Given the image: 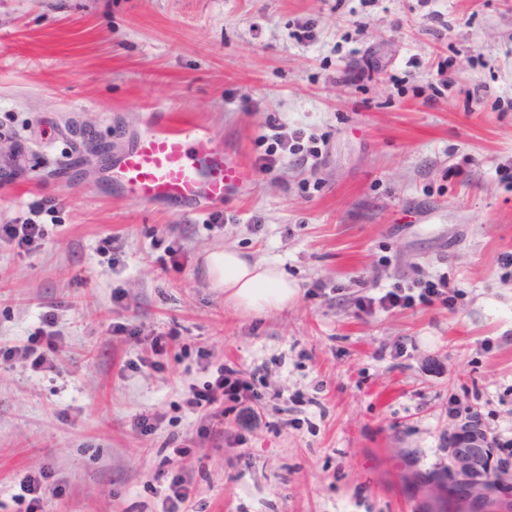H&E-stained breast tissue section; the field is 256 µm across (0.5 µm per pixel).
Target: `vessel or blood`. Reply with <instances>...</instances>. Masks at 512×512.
I'll return each instance as SVG.
<instances>
[{"instance_id": "vessel-or-blood-1", "label": "vessel or blood", "mask_w": 512, "mask_h": 512, "mask_svg": "<svg viewBox=\"0 0 512 512\" xmlns=\"http://www.w3.org/2000/svg\"><path fill=\"white\" fill-rule=\"evenodd\" d=\"M252 167L199 124L165 123L138 136L107 174L135 203L222 204L246 186Z\"/></svg>"}]
</instances>
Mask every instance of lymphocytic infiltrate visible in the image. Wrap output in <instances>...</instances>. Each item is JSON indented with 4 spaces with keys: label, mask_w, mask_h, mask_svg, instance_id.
<instances>
[{
    "label": "lymphocytic infiltrate",
    "mask_w": 512,
    "mask_h": 512,
    "mask_svg": "<svg viewBox=\"0 0 512 512\" xmlns=\"http://www.w3.org/2000/svg\"><path fill=\"white\" fill-rule=\"evenodd\" d=\"M459 295L443 274L427 273L420 277L401 280L392 287L373 295L355 299L354 308L358 317H369L376 312H388L397 308L416 305L430 306L436 303L453 306ZM178 349L180 355L195 352L197 363L202 368H215L213 379L200 385H191L187 404L199 416L196 429L185 436L172 455L164 457L163 465L168 466L170 480L168 492L162 500V512H190L196 486L193 478L185 471L183 464L192 458L201 443L219 444L224 440V420L234 417L241 428L237 445H244L246 432L252 431L263 421L261 404L265 398L266 385L262 367L243 372L231 365H212L211 352L203 347H191L181 340L177 329L152 336L150 349L153 354H162ZM64 351L60 334L43 328L29 334L23 344L0 349V356L22 362H30L32 368L52 370L58 357ZM448 415L455 421L454 426L441 438V445L447 448L450 457L462 460L464 473L470 482L479 484L487 478H501L512 474V436L494 431L489 417L481 409L459 408L456 402H449Z\"/></svg>",
    "instance_id": "lymphocytic-infiltrate-1"
}]
</instances>
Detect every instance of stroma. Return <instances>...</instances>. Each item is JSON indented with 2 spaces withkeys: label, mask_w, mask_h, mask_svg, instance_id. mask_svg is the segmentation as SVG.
Listing matches in <instances>:
<instances>
[{
  "label": "stroma",
  "mask_w": 512,
  "mask_h": 512,
  "mask_svg": "<svg viewBox=\"0 0 512 512\" xmlns=\"http://www.w3.org/2000/svg\"><path fill=\"white\" fill-rule=\"evenodd\" d=\"M364 54L373 77L350 78ZM162 114L252 159L284 124L317 164L283 151L222 205L137 204L104 170ZM12 154L0 224L47 235L0 244V346L52 313L69 355L51 371L0 359V512L43 467L66 489L43 512H159L142 487L166 488L159 463L195 424L188 387L210 374L138 365L121 324L178 328L213 364L267 365L269 392L310 400L301 425L204 445L205 512H432L449 397L512 433V184L497 175L512 167V0H0ZM224 248L278 267L295 296L236 306L206 271ZM416 264L447 274L454 308L355 315L365 285ZM317 281L341 301L308 299ZM145 410L165 415L148 437ZM45 233L41 224H0V242L14 245L20 252L29 251Z\"/></svg>",
  "instance_id": "35a3bbf8"
}]
</instances>
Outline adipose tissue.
I'll return each mask as SVG.
<instances>
[{"instance_id":"obj_1","label":"adipose tissue","mask_w":512,"mask_h":512,"mask_svg":"<svg viewBox=\"0 0 512 512\" xmlns=\"http://www.w3.org/2000/svg\"><path fill=\"white\" fill-rule=\"evenodd\" d=\"M207 270L217 287L248 310L282 307L296 293L295 287L275 267L245 259L231 249L212 252L207 259Z\"/></svg>"}]
</instances>
